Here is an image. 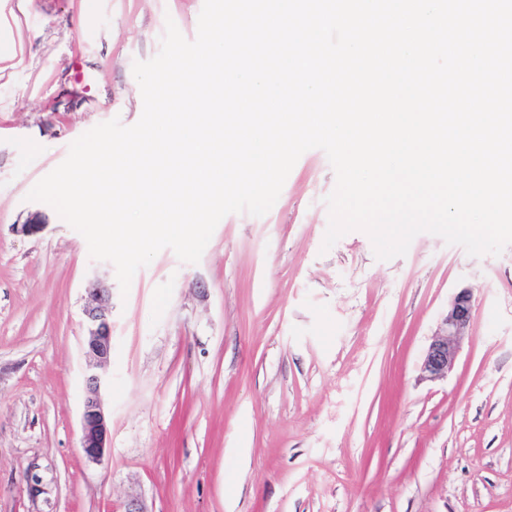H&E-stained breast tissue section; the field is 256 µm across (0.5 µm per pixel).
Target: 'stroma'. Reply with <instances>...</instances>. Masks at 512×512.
Masks as SVG:
<instances>
[{"instance_id": "1", "label": "stroma", "mask_w": 512, "mask_h": 512, "mask_svg": "<svg viewBox=\"0 0 512 512\" xmlns=\"http://www.w3.org/2000/svg\"><path fill=\"white\" fill-rule=\"evenodd\" d=\"M202 6L0 0V512H512V245L475 257L422 233L383 261L354 230L323 250L319 149L198 263L166 248L114 286L109 449L82 454L85 286L115 268L27 195L83 133L140 119L134 61L167 21L194 40ZM33 211L45 229L14 232ZM464 287L469 336L426 380ZM473 308L471 288L459 289L450 299L447 312L424 352L421 371L426 379L435 381L448 377L464 339L469 336Z\"/></svg>"}]
</instances>
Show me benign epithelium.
<instances>
[{"instance_id":"benign-epithelium-1","label":"benign epithelium","mask_w":512,"mask_h":512,"mask_svg":"<svg viewBox=\"0 0 512 512\" xmlns=\"http://www.w3.org/2000/svg\"><path fill=\"white\" fill-rule=\"evenodd\" d=\"M45 227V217L35 211L23 223L16 225V231L32 236ZM86 294L82 349L87 368L80 448L87 460L98 462L108 450L111 435V416L104 402L108 379L103 374V368L108 365L112 355V287L96 278L89 282ZM473 308V291L470 288L459 289L450 299L447 312L424 352L421 371L426 379L435 381L448 377L468 336Z\"/></svg>"}]
</instances>
